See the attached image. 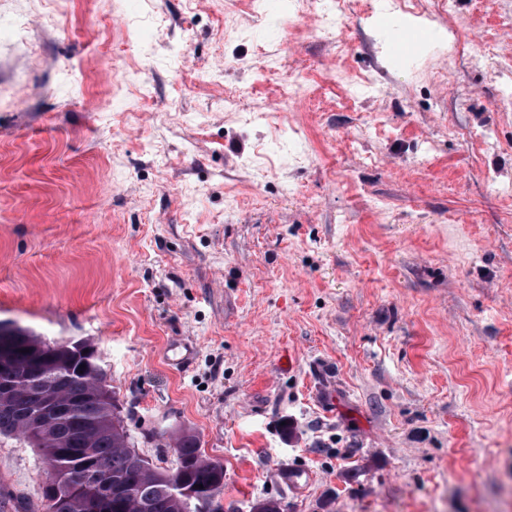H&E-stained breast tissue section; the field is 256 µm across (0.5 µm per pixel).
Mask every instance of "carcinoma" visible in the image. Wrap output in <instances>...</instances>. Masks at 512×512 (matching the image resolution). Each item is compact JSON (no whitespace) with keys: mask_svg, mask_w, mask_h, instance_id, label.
Instances as JSON below:
<instances>
[{"mask_svg":"<svg viewBox=\"0 0 512 512\" xmlns=\"http://www.w3.org/2000/svg\"><path fill=\"white\" fill-rule=\"evenodd\" d=\"M11 362H0V382L13 391L0 396V438H16L38 450L46 465L40 497L47 501L60 486L95 466H103L115 485L135 492L136 503L114 496L100 502V512H222L224 465L199 448L188 431L175 438L176 467L160 469L133 451L114 391L95 345L88 340L48 341L24 326L9 328ZM48 384L68 406L44 418L22 413L36 389ZM194 490L187 500L178 486Z\"/></svg>","mask_w":512,"mask_h":512,"instance_id":"1","label":"carcinoma"}]
</instances>
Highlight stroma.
<instances>
[{"instance_id": "obj_1", "label": "stroma", "mask_w": 512, "mask_h": 512, "mask_svg": "<svg viewBox=\"0 0 512 512\" xmlns=\"http://www.w3.org/2000/svg\"><path fill=\"white\" fill-rule=\"evenodd\" d=\"M0 0V321L93 342L136 450L194 433L252 512H512V0H423L385 62L272 0ZM248 93L215 106L226 90ZM193 347L170 364L172 342ZM300 471V488L285 479ZM0 438V512H48Z\"/></svg>"}]
</instances>
